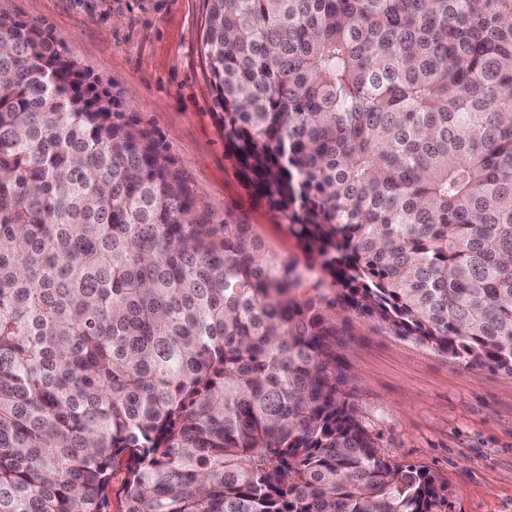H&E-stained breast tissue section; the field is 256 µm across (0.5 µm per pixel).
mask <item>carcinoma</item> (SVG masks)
<instances>
[{"mask_svg": "<svg viewBox=\"0 0 512 512\" xmlns=\"http://www.w3.org/2000/svg\"><path fill=\"white\" fill-rule=\"evenodd\" d=\"M207 2L224 142L317 266L210 223L0 15V512H446L378 454L315 299L512 375V0Z\"/></svg>", "mask_w": 512, "mask_h": 512, "instance_id": "cac0c4a2", "label": "carcinoma"}]
</instances>
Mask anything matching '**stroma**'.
<instances>
[{
    "mask_svg": "<svg viewBox=\"0 0 512 512\" xmlns=\"http://www.w3.org/2000/svg\"><path fill=\"white\" fill-rule=\"evenodd\" d=\"M207 0H0L37 21L148 132L213 223L249 225L265 257L311 260L288 222L247 185L224 145L203 31ZM336 353L379 453L448 482L447 512H512V376L472 368L352 319Z\"/></svg>",
    "mask_w": 512,
    "mask_h": 512,
    "instance_id": "1",
    "label": "stroma"
}]
</instances>
